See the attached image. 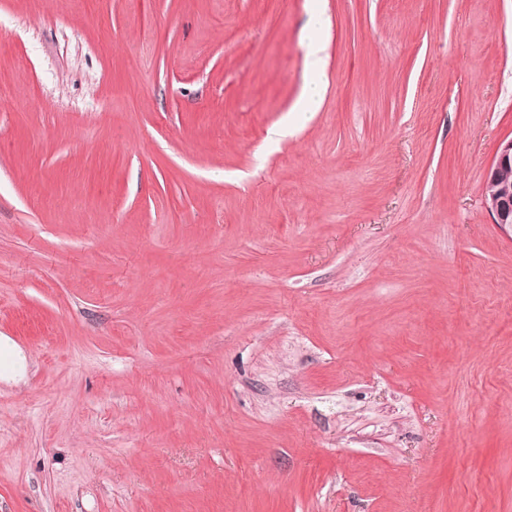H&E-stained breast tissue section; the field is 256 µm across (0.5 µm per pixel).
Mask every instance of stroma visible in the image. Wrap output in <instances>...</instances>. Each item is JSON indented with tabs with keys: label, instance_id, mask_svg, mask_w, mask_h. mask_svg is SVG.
I'll return each mask as SVG.
<instances>
[{
	"label": "stroma",
	"instance_id": "stroma-1",
	"mask_svg": "<svg viewBox=\"0 0 512 512\" xmlns=\"http://www.w3.org/2000/svg\"><path fill=\"white\" fill-rule=\"evenodd\" d=\"M510 138L512 0H0V512H512ZM323 32L324 21L320 13H314L305 46L306 70L299 96L292 107L296 112H316L323 99ZM485 206L493 224L512 234V138L503 141L487 171Z\"/></svg>",
	"mask_w": 512,
	"mask_h": 512
}]
</instances>
